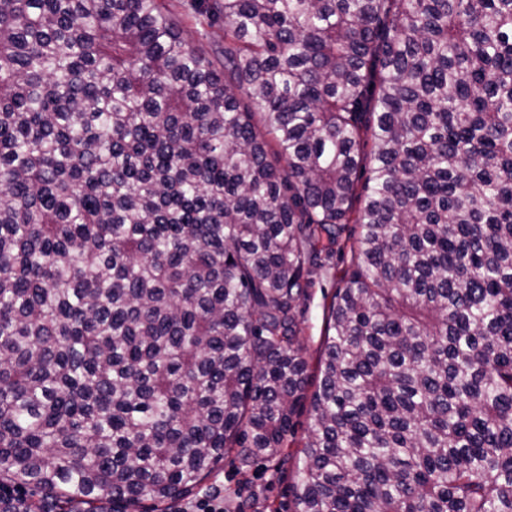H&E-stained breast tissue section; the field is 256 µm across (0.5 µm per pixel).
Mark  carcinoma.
<instances>
[{"label":"carcinoma","instance_id":"1","mask_svg":"<svg viewBox=\"0 0 512 512\" xmlns=\"http://www.w3.org/2000/svg\"><path fill=\"white\" fill-rule=\"evenodd\" d=\"M306 399L295 512H512V0H0V512H167ZM348 261L349 256H345L344 263L340 261L335 269H331L329 272L321 271L313 275L309 297L302 305L303 318L300 339L307 348L311 369L315 366L322 339L325 335L326 309L334 291L335 281L337 283L342 270L347 267Z\"/></svg>","mask_w":512,"mask_h":512}]
</instances>
